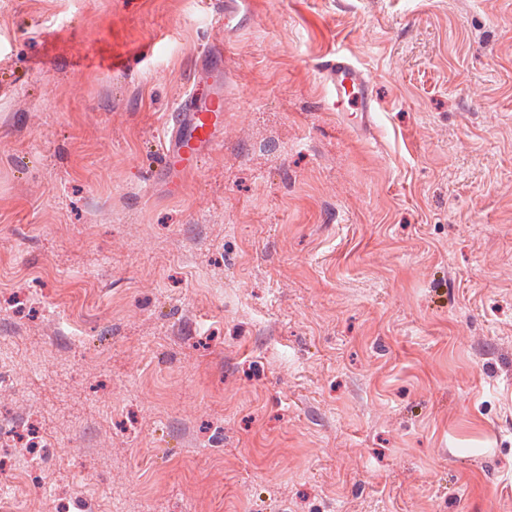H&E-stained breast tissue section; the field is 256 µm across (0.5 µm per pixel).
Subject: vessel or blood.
<instances>
[{
    "label": "vessel or blood",
    "mask_w": 512,
    "mask_h": 512,
    "mask_svg": "<svg viewBox=\"0 0 512 512\" xmlns=\"http://www.w3.org/2000/svg\"><path fill=\"white\" fill-rule=\"evenodd\" d=\"M323 75L333 107L340 112L359 113L361 125H369L375 103L368 73L339 53L327 61ZM176 111V117L166 124L164 157L176 164H197L218 144L216 133L224 125V98L218 95L202 99L190 90Z\"/></svg>",
    "instance_id": "b4317fda"
}]
</instances>
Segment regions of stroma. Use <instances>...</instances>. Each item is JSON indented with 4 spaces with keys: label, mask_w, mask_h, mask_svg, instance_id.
Here are the masks:
<instances>
[{
    "label": "stroma",
    "mask_w": 512,
    "mask_h": 512,
    "mask_svg": "<svg viewBox=\"0 0 512 512\" xmlns=\"http://www.w3.org/2000/svg\"><path fill=\"white\" fill-rule=\"evenodd\" d=\"M223 10L0 0V426L50 443L29 477L0 445V487L35 512H512V0ZM338 52L371 126L328 103ZM193 87L224 126L175 188L150 175Z\"/></svg>",
    "instance_id": "stroma-1"
}]
</instances>
